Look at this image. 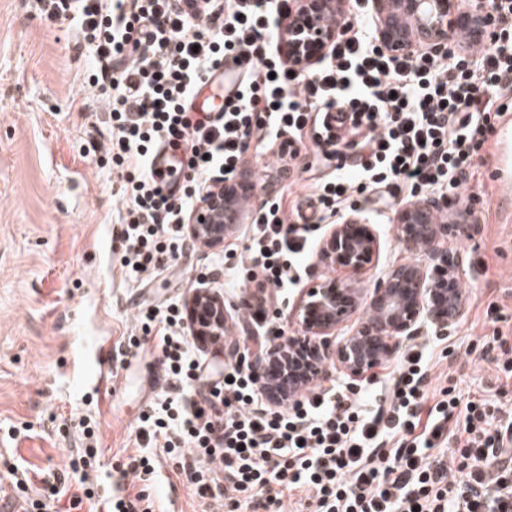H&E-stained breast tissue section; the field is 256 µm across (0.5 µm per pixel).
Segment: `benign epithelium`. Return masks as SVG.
I'll list each match as a JSON object with an SVG mask.
<instances>
[{"label":"benign epithelium","instance_id":"7a95c632","mask_svg":"<svg viewBox=\"0 0 512 512\" xmlns=\"http://www.w3.org/2000/svg\"><path fill=\"white\" fill-rule=\"evenodd\" d=\"M382 15L377 36L391 49L418 44L444 48L452 33L466 30L475 43H486L491 26L488 0H373ZM328 14L345 16L344 0H297L285 27L282 51L296 67L320 58L336 36L324 23ZM238 195L233 184L218 183L202 194L189 217L187 236L200 245L220 247L243 231L224 223V206ZM448 203L430 197L400 207L394 216L398 240L416 250L426 245L425 262L401 265L381 277L371 290L353 280H326L311 288L299 306L300 330L275 339L267 353L251 361V371L274 408L298 400L302 389L331 380L340 372L359 380L392 362L413 338L431 325L439 333L457 324L465 313L460 288V255L442 247L448 237L468 236L473 224H450L438 218ZM380 242L371 225L357 215L333 224L320 243V257L329 266L363 274L378 257ZM374 314L357 320L353 333L336 339L340 325L361 309ZM187 321L201 344L224 330V301L209 291L196 292L187 303Z\"/></svg>","mask_w":512,"mask_h":512}]
</instances>
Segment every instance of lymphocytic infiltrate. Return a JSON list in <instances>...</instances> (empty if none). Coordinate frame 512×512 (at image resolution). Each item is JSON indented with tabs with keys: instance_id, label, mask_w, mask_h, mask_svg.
Segmentation results:
<instances>
[{
	"instance_id": "lymphocytic-infiltrate-1",
	"label": "lymphocytic infiltrate",
	"mask_w": 512,
	"mask_h": 512,
	"mask_svg": "<svg viewBox=\"0 0 512 512\" xmlns=\"http://www.w3.org/2000/svg\"><path fill=\"white\" fill-rule=\"evenodd\" d=\"M317 62L294 69L279 48L296 0H47L93 47L83 88L109 110L112 164L121 173L118 234L130 282L167 270L187 249L188 214L203 191L236 178L249 148L272 151L285 170L310 136L336 170L314 184V212L286 223L277 201L260 206L246 238L240 278L259 292L296 282L321 225L340 223L361 195L404 201L465 188L497 121L512 110V0H496L488 44L451 41L447 51L399 53L381 43L364 0ZM251 65L235 104L195 117L190 103L228 56ZM182 152L190 178L167 192L151 166L161 147ZM141 336L165 358L169 391L139 416L138 435L162 441L183 474L237 512L265 493L296 497L313 512H512V412L499 424L485 405L452 392L431 400L425 349L410 347L379 400L364 389L310 387L296 405L262 406L247 359L210 383L209 409L186 400L204 362L180 299L140 307ZM141 336L128 344L140 347ZM57 475L50 495L25 512H153L148 497L111 484Z\"/></svg>"
}]
</instances>
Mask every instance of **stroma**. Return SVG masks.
Segmentation results:
<instances>
[{
    "instance_id": "obj_1",
    "label": "stroma",
    "mask_w": 512,
    "mask_h": 512,
    "mask_svg": "<svg viewBox=\"0 0 512 512\" xmlns=\"http://www.w3.org/2000/svg\"><path fill=\"white\" fill-rule=\"evenodd\" d=\"M78 31L49 17L37 0H0V507L13 512L21 501L11 469L27 472L30 496H45L51 474L68 469L86 441L81 421L98 423L99 479L116 472L137 453V418L166 390L161 358L151 345L134 354L110 357L104 371L116 382L109 392L83 387L71 363L94 340L123 344L139 328L143 301L189 300L199 276L224 299L223 343L202 346L212 373L234 363L236 355L255 357L261 333L247 321L251 307L267 311L268 329L294 333L296 308L316 282L337 277L335 268L312 252L296 285L264 295L253 284H232L246 241H225L216 266L215 251L203 247L183 254L169 271L146 276L142 287L125 280L118 196L121 178L103 153L111 138L106 108L82 87L87 64L75 50ZM498 149L490 140L469 192L468 237L451 238L447 248L463 256L462 320L447 335L426 330L431 350L430 388L454 390L461 402L484 401L512 410V373L496 361L495 338L512 347V206L501 203L512 192V172L491 163ZM327 171L304 149L286 178H271L259 200L279 199L289 223L307 210L314 179ZM400 200L365 203L358 213L377 233V261L361 277L373 288L393 267L416 261L397 239L393 217ZM161 483L125 480L155 503L156 512H217L209 495L177 476L178 460L152 448Z\"/></svg>"
}]
</instances>
